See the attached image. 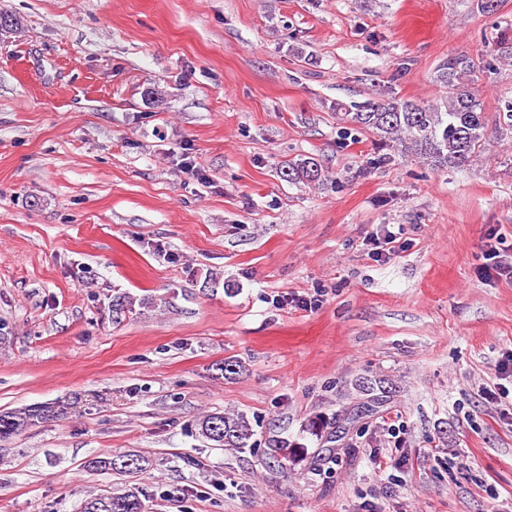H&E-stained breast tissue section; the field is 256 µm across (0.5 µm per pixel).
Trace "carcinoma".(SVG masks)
<instances>
[{
	"mask_svg": "<svg viewBox=\"0 0 512 512\" xmlns=\"http://www.w3.org/2000/svg\"><path fill=\"white\" fill-rule=\"evenodd\" d=\"M480 62L468 55H457L444 62L436 76L446 90L439 103L424 104L414 100L393 98L386 102H364L352 112H340L346 124L344 133L370 131L390 151L410 155L436 168H461L470 164L484 148L488 136V120L474 82ZM283 175L290 180L315 183L321 179V166L314 159L288 162ZM150 298L128 292L112 295V320L119 323L135 308H144ZM67 405L34 404L0 411V441L19 435L50 418L66 412ZM258 420L244 414L213 412L200 417L199 435L217 447L242 453L252 446ZM269 462L286 470L299 463L306 448L278 435L267 440ZM144 456L118 453L95 457L86 462L90 471H112L120 475L137 474L146 469ZM80 512H146L137 488L122 493H108L86 499Z\"/></svg>",
	"mask_w": 512,
	"mask_h": 512,
	"instance_id": "obj_1",
	"label": "carcinoma"
}]
</instances>
